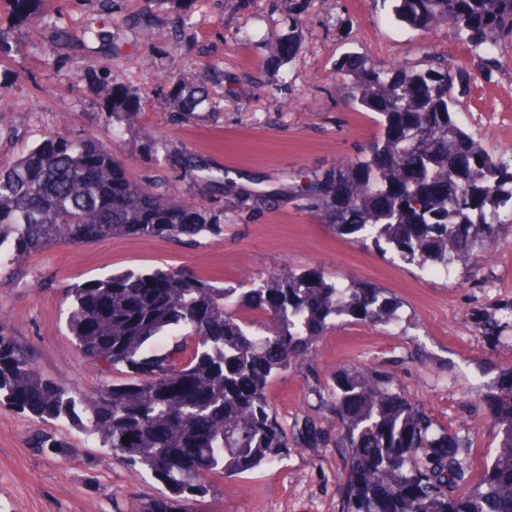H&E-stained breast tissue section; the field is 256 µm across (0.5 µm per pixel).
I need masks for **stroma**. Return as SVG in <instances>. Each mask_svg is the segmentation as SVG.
I'll use <instances>...</instances> for the list:
<instances>
[{"mask_svg":"<svg viewBox=\"0 0 512 512\" xmlns=\"http://www.w3.org/2000/svg\"><path fill=\"white\" fill-rule=\"evenodd\" d=\"M43 22L11 19L0 0L10 53L0 63V158H14L48 132L116 141L130 175L159 180L167 196L224 209V237L193 245L119 236L92 245H57L0 266V322L37 350L38 369L72 392L104 380L67 334L68 285L125 270L174 267L235 285L278 270L343 276L386 289L401 323L347 321L318 339L323 382L338 368L375 365L449 431L470 434L471 480L496 442L481 387L512 366V228L504 227L476 268L447 278L382 254L320 221L291 190L299 177H325L342 160L362 159L381 135L372 113L350 103L336 75L348 53L371 64L447 58L471 80L451 106L455 121L493 155H512V45L486 69L447 26L395 25L387 0H313L295 17L291 0H41ZM103 36L85 38L87 27ZM292 40V55L271 44ZM110 68L140 99V110L106 108L97 75ZM209 75V97L190 120L171 100V77ZM223 169L222 185L186 179L185 153ZM312 384L276 376L269 398L284 425L317 416ZM42 423L0 405V512H115L161 496L149 472L123 465L70 422L59 435L80 452L63 460L32 451ZM339 448H293L274 465L224 477L196 512H340Z\"/></svg>","mask_w":512,"mask_h":512,"instance_id":"obj_1","label":"stroma"}]
</instances>
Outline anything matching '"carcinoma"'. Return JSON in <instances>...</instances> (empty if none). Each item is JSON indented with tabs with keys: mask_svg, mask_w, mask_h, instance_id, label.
Returning a JSON list of instances; mask_svg holds the SVG:
<instances>
[{
	"mask_svg": "<svg viewBox=\"0 0 512 512\" xmlns=\"http://www.w3.org/2000/svg\"><path fill=\"white\" fill-rule=\"evenodd\" d=\"M37 2L10 0L13 14L29 22L40 20ZM392 18L413 30L450 26L489 67L498 66L502 44H512V0H393ZM336 69L350 102L376 115L382 135L364 158L297 184L298 195L339 233L420 268L448 274L481 260L512 223V163L453 119L455 91L469 73L439 58L417 70L407 62L381 68L353 54ZM100 93L112 107L137 111V97L112 75ZM205 94L203 80L174 84L179 115L192 114ZM184 176L224 181L193 156ZM91 224L100 241L224 236V214L167 197L153 180H130L116 150L93 135H48L0 164V265L56 244L89 243ZM67 297L77 351L126 380L73 395L40 374L33 347L0 325V404L48 425L73 421L122 463L150 472L168 493L138 512H192L197 496L215 491L214 477L250 473L292 447L332 445L344 449L342 512H512V367L480 398L497 444L463 494L455 488L470 473L471 438L438 424L383 369L344 366L333 387L312 391L332 427L305 415L288 428L272 408L276 375L319 376L314 346L334 321L400 322L399 302L382 288L289 271L254 288L219 287L169 268L85 280ZM165 334L174 336L171 349L151 353L150 341ZM29 445L45 456L71 453L50 428L33 433Z\"/></svg>",
	"mask_w": 512,
	"mask_h": 512,
	"instance_id": "obj_1",
	"label": "carcinoma"
}]
</instances>
